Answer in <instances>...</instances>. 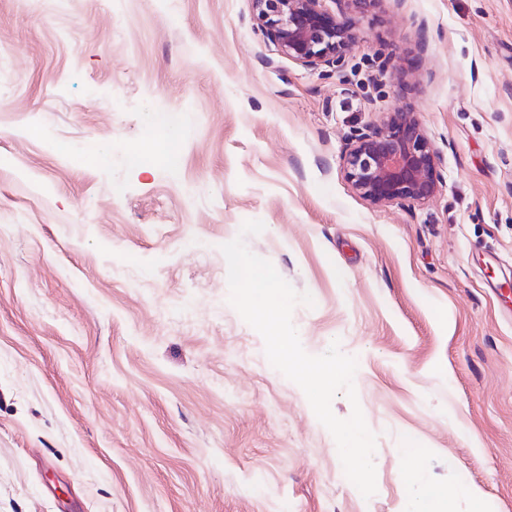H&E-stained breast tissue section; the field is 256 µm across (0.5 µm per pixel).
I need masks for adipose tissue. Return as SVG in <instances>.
<instances>
[{
	"label": "adipose tissue",
	"instance_id": "adipose-tissue-1",
	"mask_svg": "<svg viewBox=\"0 0 512 512\" xmlns=\"http://www.w3.org/2000/svg\"><path fill=\"white\" fill-rule=\"evenodd\" d=\"M417 439H405L400 453L405 461L403 478L412 489L406 512H437L438 506L443 505L451 497H474V489L458 485L448 487L425 479L416 465L418 456Z\"/></svg>",
	"mask_w": 512,
	"mask_h": 512
}]
</instances>
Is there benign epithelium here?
Masks as SVG:
<instances>
[{"label":"benign epithelium","instance_id":"obj_1","mask_svg":"<svg viewBox=\"0 0 512 512\" xmlns=\"http://www.w3.org/2000/svg\"><path fill=\"white\" fill-rule=\"evenodd\" d=\"M322 0H253L257 26L281 52L307 68L343 66L357 38L353 14L374 0H342L335 16ZM353 189L376 205H420L439 191L431 142L411 112H392L381 126L355 135L344 156Z\"/></svg>","mask_w":512,"mask_h":512}]
</instances>
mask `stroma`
Returning <instances> with one entry per match:
<instances>
[{"label":"stroma","instance_id":"stroma-1","mask_svg":"<svg viewBox=\"0 0 512 512\" xmlns=\"http://www.w3.org/2000/svg\"><path fill=\"white\" fill-rule=\"evenodd\" d=\"M392 112L439 156L425 204L345 176ZM239 236L311 294L304 350L356 358L372 497L229 304ZM410 435L480 492L447 512H512V0H376L338 70L252 0H0V512H404ZM159 125L168 133L169 146L166 153L171 158L174 144L184 135L188 134L192 128L191 115L187 112L166 113L160 116Z\"/></svg>","mask_w":512,"mask_h":512}]
</instances>
